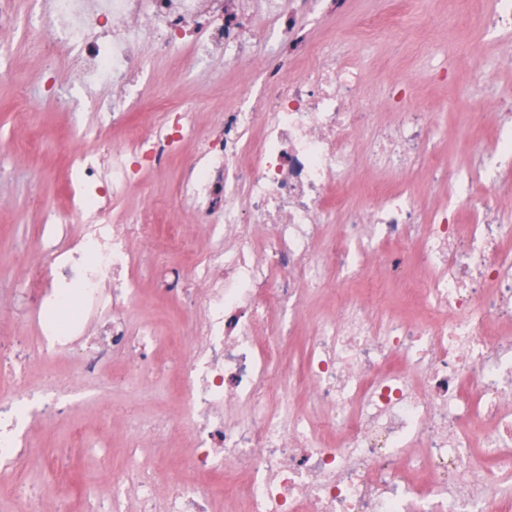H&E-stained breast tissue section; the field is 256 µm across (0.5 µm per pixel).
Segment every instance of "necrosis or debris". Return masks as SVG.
Returning <instances> with one entry per match:
<instances>
[{
    "mask_svg": "<svg viewBox=\"0 0 512 512\" xmlns=\"http://www.w3.org/2000/svg\"><path fill=\"white\" fill-rule=\"evenodd\" d=\"M344 13L345 0H32L22 18L0 0V29L27 40L45 25L87 88H111L106 110L121 134L73 159L70 202L48 205L43 263L19 291L37 329L26 360L68 354L78 374L46 389L0 366L13 381L0 391V469L15 475L18 512H41L25 475L28 418L67 417L120 356L155 386V329L130 316L137 241L191 324L167 371L182 416L122 405L127 468L89 490L82 510L62 495L57 512H126L132 500L138 512H212L218 492L241 498L243 512H512V225L497 193L512 173V108L492 111L494 135L472 144L466 167L431 161L429 113L389 82L385 95L401 105L370 123L353 97L352 48L297 25ZM142 46L157 58L220 56L256 79L202 136L184 100L144 104ZM144 110L155 115L146 133L126 121ZM186 142L195 151L177 194L209 234L188 268L167 260L187 247L179 228L156 243L155 207L113 214L143 169L167 168ZM359 159L393 182L359 184ZM421 163L447 194L464 183L484 191L424 210L398 188ZM357 190L360 209L347 202ZM373 257L400 284L401 305L383 308L365 271ZM339 274L350 287L336 286ZM309 286L334 291L336 304L286 370ZM183 434L194 477L158 497L164 476L140 466L139 450Z\"/></svg>",
    "mask_w": 512,
    "mask_h": 512,
    "instance_id": "4bbe7bcc",
    "label": "necrosis or debris"
}]
</instances>
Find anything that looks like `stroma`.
Here are the masks:
<instances>
[{"instance_id":"35a3bbf8","label":"stroma","mask_w":512,"mask_h":512,"mask_svg":"<svg viewBox=\"0 0 512 512\" xmlns=\"http://www.w3.org/2000/svg\"><path fill=\"white\" fill-rule=\"evenodd\" d=\"M347 2L346 16L316 29L314 35L319 39L334 37L359 48L358 65L364 83L356 97L361 105L376 112L378 121H386L390 106L378 92L380 84L411 76L409 103L430 113L433 142L440 158L454 166L468 165L469 142L489 137L491 124L486 119L467 122L463 115L478 111L488 97L512 89V59L502 60L497 39L484 34L475 16L446 21L445 0H426L403 28L372 40L364 38L360 20L370 14L396 13L399 0ZM141 56L150 79L146 99L160 93L180 95L193 103V120L203 130L220 120L225 91L242 78L240 69L225 65L220 58L197 67L185 59L157 61L146 50ZM13 60L14 78H0V363L14 359L33 339L19 311L15 290L29 269L43 258L45 215L39 203H65L69 160L96 147L94 140L73 139L71 129L95 124L92 101L107 96L100 89L89 99L80 95L70 83L72 71L67 56L47 60L29 43L20 42L13 46ZM495 60L500 66L493 77L478 76L484 62ZM433 61L447 64V79L427 81L425 71ZM48 67L53 68L63 87L65 102L42 94V74ZM22 93L33 98L34 105L20 113L16 105ZM191 154V148H183L165 172L143 170L135 189L115 206L117 212L129 214L145 202L157 203L161 209L160 233H167L169 225L179 224L196 242L193 253L182 259L186 266L196 261L206 247L204 226L196 223L191 209L177 196L175 174ZM137 279L144 296L132 310L131 319L136 323L156 321L162 340L153 359L157 366L164 367L174 356L167 338L177 331L179 308L174 300L158 294L157 267L141 264ZM123 369V360H116L112 372ZM112 372L101 375L100 390L83 401L70 421L35 417L27 424L28 474L41 495L44 512H50L54 498L64 489L77 492L95 486L104 470H118L126 464L116 449L125 435V423L112 415L111 408L113 403L126 399L128 389L112 384Z\"/></svg>"}]
</instances>
